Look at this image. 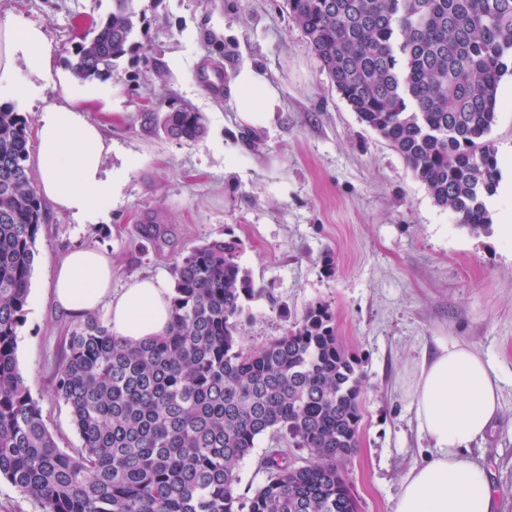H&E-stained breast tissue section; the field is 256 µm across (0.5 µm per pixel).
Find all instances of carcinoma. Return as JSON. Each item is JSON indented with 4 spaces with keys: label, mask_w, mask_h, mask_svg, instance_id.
<instances>
[{
    "label": "carcinoma",
    "mask_w": 512,
    "mask_h": 512,
    "mask_svg": "<svg viewBox=\"0 0 512 512\" xmlns=\"http://www.w3.org/2000/svg\"><path fill=\"white\" fill-rule=\"evenodd\" d=\"M135 0L74 36L68 67L106 81L140 48ZM291 19L361 123L406 161L434 202L479 229L498 187L488 139L512 63V0H285ZM196 142L188 107L140 113ZM28 119L0 105V479L41 512H357L342 461L359 445L360 363L329 307L266 344L242 345L245 303L262 294L236 239L176 262L166 335L117 338L91 314L65 337L55 374L80 447H58L16 357L45 206L32 185ZM307 453L264 451L255 488L239 463L264 435Z\"/></svg>",
    "instance_id": "cac0c4a2"
}]
</instances>
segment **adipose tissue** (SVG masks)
Masks as SVG:
<instances>
[{
  "instance_id": "ef3b65f1",
  "label": "adipose tissue",
  "mask_w": 512,
  "mask_h": 512,
  "mask_svg": "<svg viewBox=\"0 0 512 512\" xmlns=\"http://www.w3.org/2000/svg\"><path fill=\"white\" fill-rule=\"evenodd\" d=\"M54 59L41 23L0 20V102L20 112L41 104L34 128L37 191L76 223L95 224L106 218L124 181L123 172L107 169L112 145L100 123L87 116L92 103L111 101L112 84H73ZM49 86L55 98H45ZM231 90L245 124L262 128L275 120L280 95L262 71L241 67ZM50 287L54 302L73 315L106 308L112 333L129 341L163 335L171 322V293L162 279L137 278L113 291L112 261L94 247L67 252L52 271ZM409 396L434 452L402 477L392 512H491L486 473L467 455L500 415L499 379L489 362L467 343L442 346L421 363Z\"/></svg>"
}]
</instances>
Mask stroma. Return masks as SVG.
Wrapping results in <instances>:
<instances>
[{
  "mask_svg": "<svg viewBox=\"0 0 512 512\" xmlns=\"http://www.w3.org/2000/svg\"><path fill=\"white\" fill-rule=\"evenodd\" d=\"M142 51L112 74V102L90 107L125 172L106 221L78 224L49 210L41 225L17 360L57 445L80 444L54 376L79 317L53 303L48 283L67 250L112 259V288L139 276L171 279L177 260L235 237L261 297L245 305L243 345L258 347L328 305L336 334L365 373L359 448L342 463L358 512H392L404 474L430 454L408 389L423 359L451 341L488 358L501 414L469 455L488 475L493 512H512V75L489 135L501 178L490 224H457L404 159L359 121L311 51L283 0H136ZM111 0H0V18L43 24L57 66L72 28L106 15ZM245 64L278 90L274 122L255 129L231 93L215 94ZM201 112L206 132L187 143L144 130V102ZM334 258V270L325 267Z\"/></svg>",
  "mask_w": 512,
  "mask_h": 512,
  "instance_id": "35a3bbf8",
  "label": "stroma"
}]
</instances>
